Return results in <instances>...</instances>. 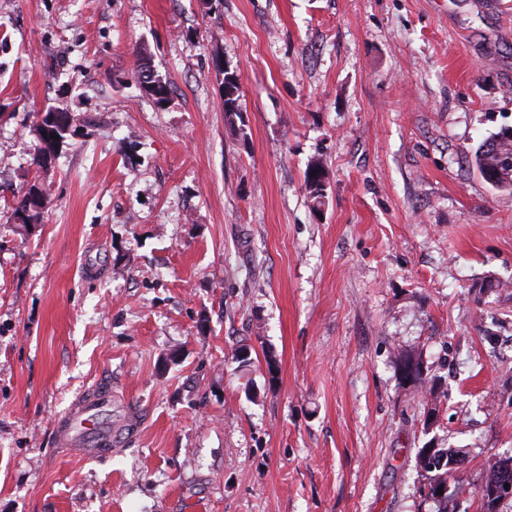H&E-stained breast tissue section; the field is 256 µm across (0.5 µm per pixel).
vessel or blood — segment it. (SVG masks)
Masks as SVG:
<instances>
[{
  "instance_id": "obj_1",
  "label": "vessel or blood",
  "mask_w": 512,
  "mask_h": 512,
  "mask_svg": "<svg viewBox=\"0 0 512 512\" xmlns=\"http://www.w3.org/2000/svg\"><path fill=\"white\" fill-rule=\"evenodd\" d=\"M111 405L112 387L105 383L79 395L55 421L57 444L91 458L111 456L112 430L100 421L105 409Z\"/></svg>"
}]
</instances>
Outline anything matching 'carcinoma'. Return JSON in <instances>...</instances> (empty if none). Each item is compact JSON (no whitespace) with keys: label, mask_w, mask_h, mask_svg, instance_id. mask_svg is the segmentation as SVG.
Segmentation results:
<instances>
[{"label":"carcinoma","mask_w":512,"mask_h":512,"mask_svg":"<svg viewBox=\"0 0 512 512\" xmlns=\"http://www.w3.org/2000/svg\"><path fill=\"white\" fill-rule=\"evenodd\" d=\"M223 107L227 117L241 112L240 78L235 71H224L223 77ZM51 113H46L38 125L41 133V146L35 157L40 163L50 158L57 141L45 134V127L49 125ZM474 165L483 180L496 179V190L512 192V127H502L496 133L484 139L474 153ZM316 176H311V171ZM326 172L319 164L311 166L305 174V189L314 205L320 206L326 197ZM14 215L19 221L20 229L27 232L38 222L40 210L33 198V190L29 189L15 202ZM418 465L423 472L428 485V496L437 504V512H455L454 499L456 492L461 488V474L464 471L465 457L460 452L438 448L427 444L418 451ZM512 482V457L494 458L488 462L487 475L478 493L482 501L483 512H499V499L490 498L489 490L494 484ZM454 484L453 492H448V485ZM443 494H438V491Z\"/></svg>","instance_id":"carcinoma-1"}]
</instances>
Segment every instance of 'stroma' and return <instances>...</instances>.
I'll use <instances>...</instances> for the list:
<instances>
[{"mask_svg": "<svg viewBox=\"0 0 512 512\" xmlns=\"http://www.w3.org/2000/svg\"><path fill=\"white\" fill-rule=\"evenodd\" d=\"M504 125L512 0H0V512H436L431 441L482 512L512 456V193L472 156ZM101 381L136 434L56 447ZM223 77V107L226 117L241 112L240 78L236 71L224 70ZM52 112H47L44 117L41 119L40 124L38 125V132L40 136V142L41 146L38 150V153L35 157V160L38 164H41L42 161H47L51 154L54 151L55 146L57 143H59L64 137L65 134L61 132V130H58L57 134L59 136L58 140H50L51 135L43 136V133H46L45 127L47 125H50L49 117L51 116ZM311 170L316 171L315 177H311ZM325 176L326 172L319 164H313L305 174V189L313 205H316L317 208L324 203L326 197ZM33 184L29 190L17 198L14 207V215L17 221H19L20 229L27 232L33 224H37L40 210L36 206V202L33 198V190L35 189ZM417 459L427 480L428 497L433 498L438 504L437 512H455L454 499L461 488L465 457L456 450L427 444L418 451ZM451 481L454 483V489L448 494V485ZM440 487H443V495H438ZM510 481V482H507ZM509 483V490H506L505 483ZM512 457L507 458H494L488 462L487 475L484 483L480 486L478 493L482 501L483 512H499L498 506L501 503L500 499H491L494 497H501L507 499L512 497ZM499 483V484H497ZM494 485L491 490V498L489 494L490 487ZM487 498V499H486Z\"/></svg>", "mask_w": 512, "mask_h": 512, "instance_id": "35a3bbf8", "label": "stroma"}]
</instances>
